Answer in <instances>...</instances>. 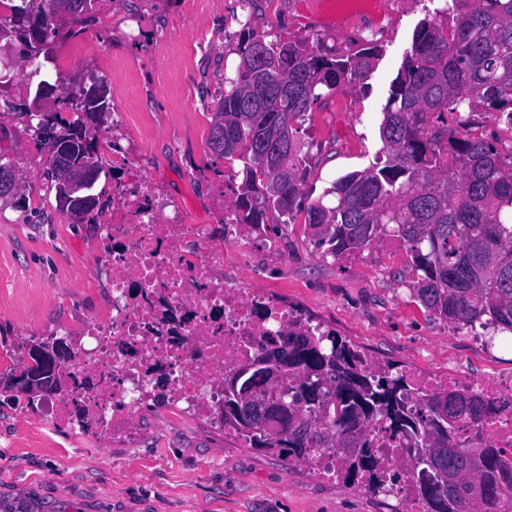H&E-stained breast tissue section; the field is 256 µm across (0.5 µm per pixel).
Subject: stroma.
I'll list each match as a JSON object with an SVG mask.
<instances>
[{"label": "stroma", "mask_w": 512, "mask_h": 512, "mask_svg": "<svg viewBox=\"0 0 512 512\" xmlns=\"http://www.w3.org/2000/svg\"><path fill=\"white\" fill-rule=\"evenodd\" d=\"M237 0H98L97 21L57 47L49 81L103 78L109 98L132 88L128 127L136 165L179 207L186 223L207 225L225 281L259 290L319 321L379 362L435 377L471 380L512 375V347L474 341L429 316L410 297L406 248L388 239L371 249L323 255L304 222L289 225L277 254L243 251L224 240L213 208L224 180L209 166L207 136L226 63L238 62L224 21ZM255 31L281 39L321 34L356 48L376 35L383 53L364 90L334 92L299 133L311 144L306 187L321 195L332 181L365 168L382 147L379 126L391 81L426 15L420 0H255ZM0 153L20 193L42 216L0 202V373L25 356L23 343L105 312L111 270L98 259L96 225L74 224L55 208L46 163L21 125L0 116ZM142 436L102 445L53 425L45 400L0 396V512H403L398 498L359 482L326 477L251 447L212 424L143 412Z\"/></svg>", "instance_id": "obj_1"}]
</instances>
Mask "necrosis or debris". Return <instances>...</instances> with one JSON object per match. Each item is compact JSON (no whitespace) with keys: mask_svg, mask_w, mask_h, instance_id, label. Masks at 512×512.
Wrapping results in <instances>:
<instances>
[{"mask_svg":"<svg viewBox=\"0 0 512 512\" xmlns=\"http://www.w3.org/2000/svg\"><path fill=\"white\" fill-rule=\"evenodd\" d=\"M98 153L123 174L119 205L101 226L99 256L112 268V309L78 326L69 372L79 387L51 396L52 420L107 442L137 436L135 415L146 409L171 407L223 426L226 374L299 315L217 276L216 252L185 250L181 211L136 170L132 145L115 140L110 126L100 130ZM410 383L415 393L455 387L507 401L494 419L464 428L462 436L512 447V377L474 382L414 374Z\"/></svg>","mask_w":512,"mask_h":512,"instance_id":"4bbe7bcc","label":"necrosis or debris"}]
</instances>
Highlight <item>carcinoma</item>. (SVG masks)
Returning <instances> with one entry per match:
<instances>
[{"label": "carcinoma", "instance_id": "cac0c4a2", "mask_svg": "<svg viewBox=\"0 0 512 512\" xmlns=\"http://www.w3.org/2000/svg\"><path fill=\"white\" fill-rule=\"evenodd\" d=\"M96 0H0V39L20 44L31 69L23 88L0 75V112L33 120L38 151L52 154L46 177L56 209L74 224H96L109 201L80 210L64 185L96 192L90 169L101 170L94 129L110 114L106 89L82 87L45 105L47 82L37 62L44 47L95 22ZM239 62L224 73V96L210 121L212 163L238 160L242 182L233 204L239 223L277 235L299 215L314 230V246L334 257L399 240L414 269L413 298L425 311L461 330L480 327L490 345L512 335V145L489 139L471 119L480 111L512 128V0H451L426 15L390 85L379 134L382 156L336 178L321 196L305 189L310 152L298 138L324 92L364 88L382 55L376 41L345 53L316 37L309 44L267 41L239 22ZM70 108L68 121L59 111ZM284 171L259 167V154L281 147ZM0 199L18 196L14 166L0 162ZM408 372L368 360L332 331L290 326L224 378V425L254 448L315 466L317 456L346 448L337 474L361 470L381 478L386 458L365 428L390 431L407 454L414 500L423 512H512L509 448L492 440L464 447L461 428L479 425L505 405L467 390L420 394L407 409ZM276 381L288 388V419L266 427L239 419L240 396L264 402ZM483 490L469 495L470 486Z\"/></svg>", "mask_w": 512, "mask_h": 512}]
</instances>
